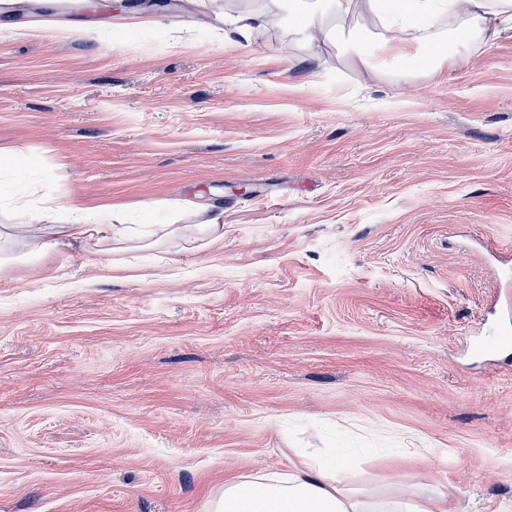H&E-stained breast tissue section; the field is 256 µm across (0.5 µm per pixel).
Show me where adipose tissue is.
<instances>
[{"label":"adipose tissue","instance_id":"obj_1","mask_svg":"<svg viewBox=\"0 0 512 512\" xmlns=\"http://www.w3.org/2000/svg\"><path fill=\"white\" fill-rule=\"evenodd\" d=\"M445 17L453 25L443 33L437 26ZM224 23L244 39L255 26L284 25L295 45L318 49L343 41L365 67L380 58L437 74L469 68L471 43L512 30V0H395L387 13L379 0H277L274 11L228 14ZM7 206L35 213L38 221L0 224V268L15 265L26 253L58 260L75 244L105 259L167 246L178 260L224 240L223 213L205 204L195 208L199 223L160 224L154 219L157 205L148 203L139 226L125 224L121 211L109 206L61 208L52 194L15 198ZM349 461L345 453L322 458L317 449H306L287 473L225 482L214 512H448L440 493L418 499L355 494Z\"/></svg>","mask_w":512,"mask_h":512}]
</instances>
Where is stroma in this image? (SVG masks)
<instances>
[{
    "label": "stroma",
    "instance_id": "1",
    "mask_svg": "<svg viewBox=\"0 0 512 512\" xmlns=\"http://www.w3.org/2000/svg\"><path fill=\"white\" fill-rule=\"evenodd\" d=\"M0 0V152L64 204L206 200L224 242L0 271V512H213L226 481L354 448L353 484L512 512V34L410 75L285 53L230 11ZM3 155V158H2ZM1 173L35 170L40 166L39 156L24 150L12 149L0 156Z\"/></svg>",
    "mask_w": 512,
    "mask_h": 512
}]
</instances>
